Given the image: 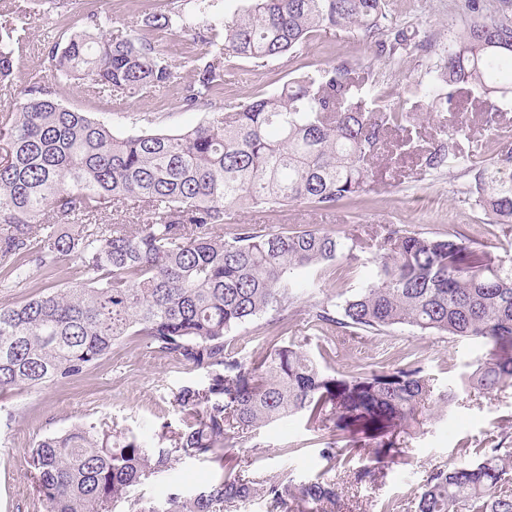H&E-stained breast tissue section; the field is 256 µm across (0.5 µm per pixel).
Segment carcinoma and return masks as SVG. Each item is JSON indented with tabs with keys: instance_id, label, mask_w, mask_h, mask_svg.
Masks as SVG:
<instances>
[{
	"instance_id": "carcinoma-1",
	"label": "carcinoma",
	"mask_w": 512,
	"mask_h": 512,
	"mask_svg": "<svg viewBox=\"0 0 512 512\" xmlns=\"http://www.w3.org/2000/svg\"><path fill=\"white\" fill-rule=\"evenodd\" d=\"M387 0H253L224 19L207 21L211 0L196 14L153 15L145 26L191 32L208 52L188 62L181 101L209 103L224 88L232 59L269 61L300 53L322 27H345L375 44L379 55L424 47L419 29L393 24ZM473 18L444 51L439 82L413 108L381 105L369 74L344 61L307 70L275 92L234 112L219 113L181 134L119 137L105 122L68 108L54 88L34 82L20 103L0 107V287L26 281L36 266L49 277L77 266L61 288L0 307V396L67 384L99 366L132 337L154 352L205 372L183 385L179 425L164 423L147 443L105 418L41 437L31 451L35 490L49 512H115L132 487L182 458L207 459L218 476L189 495L173 489L140 501L134 512H224L260 500L268 512H343L342 485L324 475L341 464L349 484L376 488L385 464L406 450L428 422L448 411L459 390L512 387V264L488 269L460 234L431 237L396 224L351 246L319 229L264 231L238 224L226 239L214 229L244 206L292 203L332 207L369 194L373 159L391 134L394 147L416 150L420 117L448 111L449 89L485 96L512 94V16ZM48 57L52 72L95 92L164 89L174 74L144 36L112 39L95 13ZM16 29L0 34V85L14 71ZM463 129L437 124L421 149L428 171L460 163ZM490 223L512 227V148L478 169L470 190ZM369 250L375 278L336 302L311 305L313 326L338 324L382 334L401 327L470 338L487 349L460 383L434 388L411 351L404 364L343 379L321 369L300 342L247 359L226 337L255 318L294 302L290 277L326 272L343 250ZM297 417L329 438L319 455L323 476L296 483L284 473L248 476L228 452L251 434ZM360 435L358 449L339 445ZM414 512H512V448L461 449L459 460L431 467Z\"/></svg>"
}]
</instances>
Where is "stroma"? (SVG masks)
I'll return each instance as SVG.
<instances>
[{
    "label": "stroma",
    "mask_w": 512,
    "mask_h": 512,
    "mask_svg": "<svg viewBox=\"0 0 512 512\" xmlns=\"http://www.w3.org/2000/svg\"><path fill=\"white\" fill-rule=\"evenodd\" d=\"M62 7L47 10L44 0H22V13L13 16L21 38L14 45L15 70L10 88L21 101L24 88L35 81H50L47 48L65 43L85 25L89 14L112 20V36L145 35L174 72L167 89H147L129 96L118 89L91 94L71 81L60 82L58 98L65 106L106 121L115 134L130 135L146 129L179 133L208 121L213 113L227 112L253 97L273 92L295 75L324 64L347 61L369 71L372 86L384 102L413 103L419 100L441 65V50L455 40L467 16L461 0H389L390 15L400 24H416L426 31L432 47L403 56H380L373 44L352 31L330 27L316 32L309 47L297 57L284 56L264 63L238 59L224 74V89L211 104L184 109L182 88L188 80L186 61L206 53L204 44L170 30H152L145 20L151 15L179 8L190 14L195 0H62ZM496 108L500 131L487 128L484 115ZM464 126L460 148L466 163L440 171H424L417 158L394 160L383 154L376 161L378 183L363 198L341 201L327 209L297 203L285 209L241 208L224 234L237 224H261L275 229L320 228L343 238L373 236L383 224H396L429 235L456 231L464 235L483 263L496 266L512 258V232L490 225L487 216L469 200L473 177L484 162L512 144V98H486L475 92H454L447 114ZM375 274L372 256L342 258L336 270L326 273L320 288L295 299L287 310L285 327L271 325L261 316L229 336L240 356L271 349L284 342L305 341L322 367L345 377L398 364L402 353L420 356L435 386L457 384L461 375L484 353L471 339L420 335L400 328L380 335L350 334L338 326L310 328L308 309L323 295L343 299L369 282ZM204 373L151 352L144 339L135 338L115 347L98 367L66 385L23 392L0 398V408L12 418L0 420V512H46L34 490L30 467L31 449L40 437L73 424L108 418L138 437L150 439L162 422L176 421L175 396L181 386L203 379ZM322 432L292 418L257 430L250 444L234 450L239 470L284 472L295 481L315 478L324 469L319 456ZM499 444L512 448V388L487 394L471 389L461 393L439 423L425 426L411 442L404 458L385 468L377 488L346 486L344 493L359 512H380L382 503L393 502L396 512H410L424 476L432 465L454 463L463 448ZM216 475L212 463L182 459L172 470L138 486L134 497L161 496L170 487H201Z\"/></svg>",
    "instance_id": "obj_1"
}]
</instances>
